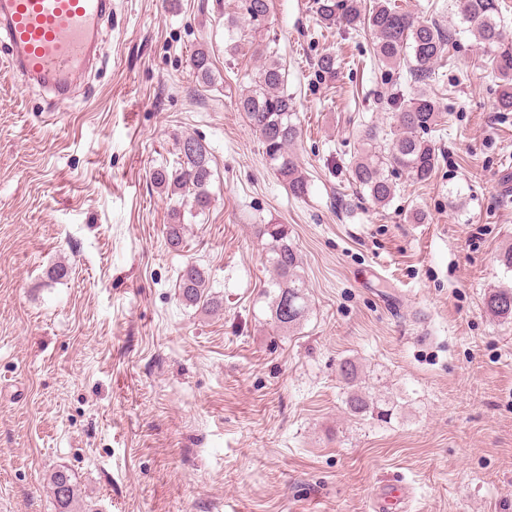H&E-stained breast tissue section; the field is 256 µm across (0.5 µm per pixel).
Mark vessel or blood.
I'll use <instances>...</instances> for the list:
<instances>
[{"label":"vessel or blood","instance_id":"b4317fda","mask_svg":"<svg viewBox=\"0 0 512 512\" xmlns=\"http://www.w3.org/2000/svg\"><path fill=\"white\" fill-rule=\"evenodd\" d=\"M111 10L112 0H0V43L10 48L9 70L23 86L38 87L65 107ZM405 497V488L383 486L375 512H398Z\"/></svg>","mask_w":512,"mask_h":512}]
</instances>
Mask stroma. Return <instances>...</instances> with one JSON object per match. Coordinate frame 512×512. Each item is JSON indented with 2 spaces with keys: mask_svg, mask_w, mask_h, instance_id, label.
I'll return each mask as SVG.
<instances>
[{
  "mask_svg": "<svg viewBox=\"0 0 512 512\" xmlns=\"http://www.w3.org/2000/svg\"><path fill=\"white\" fill-rule=\"evenodd\" d=\"M459 30L455 0H394ZM112 0L103 59L65 108L0 71V512H57L67 469L93 512H371L401 482L411 512H512V112L471 35L444 54L432 178L386 207L352 185L362 124L389 126L404 73L368 31L328 29L312 0ZM286 70L307 177L290 195L239 98L257 53ZM209 82L189 66L197 49ZM336 74H319L324 54ZM202 141L212 204L195 213L154 173ZM186 245L165 244L173 210ZM287 225L309 294L277 331L257 230ZM189 264L224 308L182 304ZM63 265L66 277L50 271ZM359 363L389 422L347 418L339 364ZM485 305L488 311L496 317L512 318V289H493L487 296Z\"/></svg>",
  "mask_w": 512,
  "mask_h": 512,
  "instance_id": "obj_1",
  "label": "stroma"
}]
</instances>
